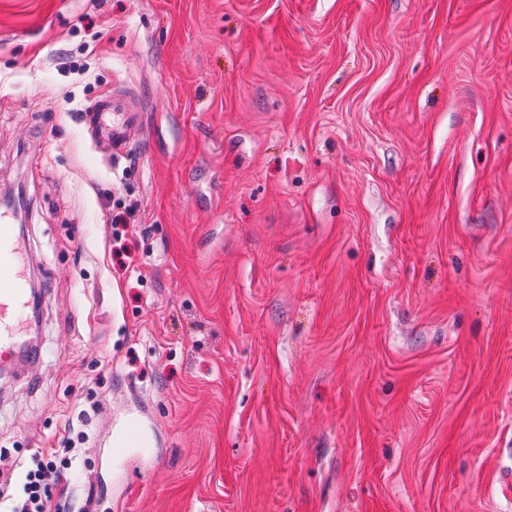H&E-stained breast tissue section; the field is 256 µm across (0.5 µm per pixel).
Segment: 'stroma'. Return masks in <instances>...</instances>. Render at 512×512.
I'll list each match as a JSON object with an SVG mask.
<instances>
[{
    "instance_id": "1",
    "label": "stroma",
    "mask_w": 512,
    "mask_h": 512,
    "mask_svg": "<svg viewBox=\"0 0 512 512\" xmlns=\"http://www.w3.org/2000/svg\"><path fill=\"white\" fill-rule=\"evenodd\" d=\"M0 185L42 288L5 494L81 446L95 512H512V0H0ZM107 112H125L124 118L109 121ZM134 97L126 91H112V98L100 100L83 113L82 122L91 140L104 148L112 160L120 159L141 129V115Z\"/></svg>"
}]
</instances>
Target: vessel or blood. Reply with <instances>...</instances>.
Listing matches in <instances>:
<instances>
[{
    "mask_svg": "<svg viewBox=\"0 0 512 512\" xmlns=\"http://www.w3.org/2000/svg\"><path fill=\"white\" fill-rule=\"evenodd\" d=\"M82 122L91 140L113 159H120L141 129V115L131 94L113 93L84 112ZM27 249L16 226L0 213V360L13 357L25 339L21 315L29 295L26 277Z\"/></svg>",
    "mask_w": 512,
    "mask_h": 512,
    "instance_id": "b4317fda",
    "label": "vessel or blood"
}]
</instances>
